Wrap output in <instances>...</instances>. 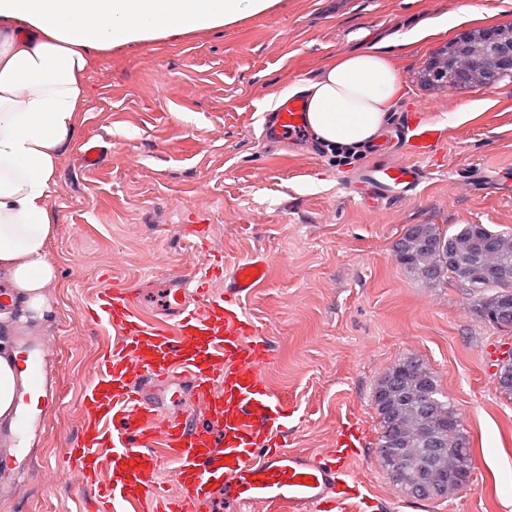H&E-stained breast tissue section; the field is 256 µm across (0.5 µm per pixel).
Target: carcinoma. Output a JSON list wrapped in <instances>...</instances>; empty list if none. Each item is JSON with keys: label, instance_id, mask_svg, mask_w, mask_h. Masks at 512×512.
<instances>
[{"label": "carcinoma", "instance_id": "obj_1", "mask_svg": "<svg viewBox=\"0 0 512 512\" xmlns=\"http://www.w3.org/2000/svg\"><path fill=\"white\" fill-rule=\"evenodd\" d=\"M490 29L461 32L447 46L448 70L440 80L443 87H465V73L455 62L460 48L481 39L499 53V65L490 84L512 77V45L502 49L488 37ZM400 265L431 286L449 284L477 293L474 303L480 314L500 327L512 326V233L494 231L484 224H463L451 234L435 224H412L395 244ZM497 388L512 399V357L498 365ZM388 389L397 398L401 415L411 425L398 432L391 416L377 408L381 418L376 452L382 465L390 469L404 464L406 476L397 482L408 497L409 482L435 468L431 449L449 448L471 460V448L457 409L438 384L433 373L414 358H404L377 382L375 391Z\"/></svg>", "mask_w": 512, "mask_h": 512}]
</instances>
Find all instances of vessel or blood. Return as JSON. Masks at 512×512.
Instances as JSON below:
<instances>
[{"instance_id":"vessel-or-blood-1","label":"vessel or blood","mask_w":512,"mask_h":512,"mask_svg":"<svg viewBox=\"0 0 512 512\" xmlns=\"http://www.w3.org/2000/svg\"><path fill=\"white\" fill-rule=\"evenodd\" d=\"M414 105L400 116L395 133L407 155L435 159L442 131ZM307 101L284 97L264 138L279 143L304 134ZM423 181L412 165L378 164L366 169L354 192L376 208L382 200L413 195ZM256 259L225 275L221 257L175 275L158 318L140 304L138 290L103 288L91 317L116 328L121 341L106 353L98 375L83 394L86 418L79 442L65 453L75 487L102 482L125 512L154 496L153 475L174 464L183 496L158 499L156 512H203L214 501L280 505L288 512H356L347 465L360 431L343 427L333 458L320 460L284 449L272 435L283 400L267 384L272 356L262 329L248 317L243 300L266 276ZM224 282L222 295L210 289ZM12 340L21 362L14 422H0V467L16 461L23 444L38 445L46 416L56 402L53 349L38 332L16 330ZM191 410L176 408L178 400ZM110 477L100 481L101 469Z\"/></svg>"}]
</instances>
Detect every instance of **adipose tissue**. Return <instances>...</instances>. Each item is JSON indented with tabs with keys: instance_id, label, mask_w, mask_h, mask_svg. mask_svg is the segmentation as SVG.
<instances>
[{
	"instance_id": "obj_1",
	"label": "adipose tissue",
	"mask_w": 512,
	"mask_h": 512,
	"mask_svg": "<svg viewBox=\"0 0 512 512\" xmlns=\"http://www.w3.org/2000/svg\"><path fill=\"white\" fill-rule=\"evenodd\" d=\"M240 0H0V266L24 306L45 308L56 277L47 255L54 219L46 203L60 147L85 102L91 53L160 32L232 21ZM401 89L388 51L338 57L301 85L311 133L351 152L372 144Z\"/></svg>"
}]
</instances>
